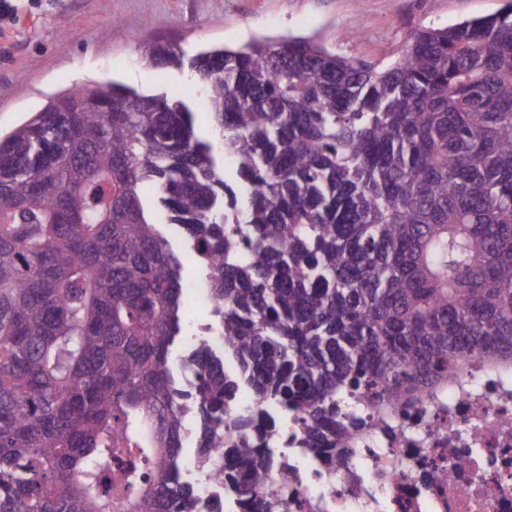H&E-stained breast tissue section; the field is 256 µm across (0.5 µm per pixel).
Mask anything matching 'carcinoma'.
<instances>
[{"label":"carcinoma","mask_w":512,"mask_h":512,"mask_svg":"<svg viewBox=\"0 0 512 512\" xmlns=\"http://www.w3.org/2000/svg\"><path fill=\"white\" fill-rule=\"evenodd\" d=\"M142 54L196 73L215 139L181 98L94 82L0 139V512H198L187 407L199 447L224 437L244 512H289L258 493L287 479L255 447L269 422L229 420L238 378L203 344L174 355L181 261L155 213L212 256L254 396L336 463L370 404L512 356V3L416 30L382 68L302 37ZM138 462L147 492L103 485Z\"/></svg>","instance_id":"1"}]
</instances>
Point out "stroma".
Instances as JSON below:
<instances>
[{
  "label": "stroma",
  "instance_id": "stroma-1",
  "mask_svg": "<svg viewBox=\"0 0 512 512\" xmlns=\"http://www.w3.org/2000/svg\"><path fill=\"white\" fill-rule=\"evenodd\" d=\"M511 0H12L18 25L0 37V133L39 110L51 94L90 80L139 92L192 96L195 128L211 116L191 69L157 71L143 43L168 40L187 54L238 48L256 36L311 37L342 56L386 65L411 31L500 12Z\"/></svg>",
  "mask_w": 512,
  "mask_h": 512
}]
</instances>
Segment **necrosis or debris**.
I'll return each instance as SVG.
<instances>
[{
	"instance_id": "4bbe7bcc",
	"label": "necrosis or debris",
	"mask_w": 512,
	"mask_h": 512,
	"mask_svg": "<svg viewBox=\"0 0 512 512\" xmlns=\"http://www.w3.org/2000/svg\"><path fill=\"white\" fill-rule=\"evenodd\" d=\"M417 395L414 410L397 401L364 411L365 427L348 434L353 453L337 469L301 447L300 420L258 402L247 383L236 390L231 415L275 419L265 445L287 466L288 483L264 492L287 495L291 512H512V358L465 357L447 385ZM197 431L194 412L184 410L178 455L203 512H241L236 495L224 491L229 458L201 452Z\"/></svg>"
}]
</instances>
